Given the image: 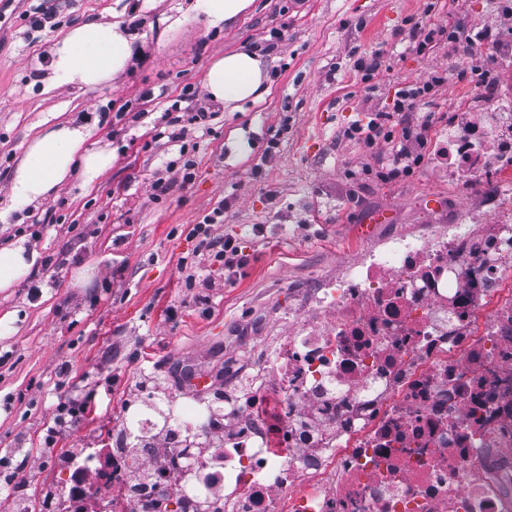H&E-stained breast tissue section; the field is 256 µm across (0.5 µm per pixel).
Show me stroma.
I'll use <instances>...</instances> for the list:
<instances>
[{
  "label": "stroma",
  "instance_id": "1",
  "mask_svg": "<svg viewBox=\"0 0 512 512\" xmlns=\"http://www.w3.org/2000/svg\"><path fill=\"white\" fill-rule=\"evenodd\" d=\"M36 3L0 0V209L46 127L87 124L114 160L93 186L70 181L0 222L1 246L21 239L39 255L27 278L0 291L10 326L0 335V458L23 488L0 495V512H55L72 455L113 447L123 410L152 382L203 402L247 384L300 315L314 313L317 289L383 241L448 223L463 206L492 218L484 194L449 179L437 156L385 177L390 144L367 147L353 128L436 70L447 83L409 114L429 141L483 111L487 89L449 34L421 54L409 47L415 23L489 27L512 45L499 0H253L222 29L199 19L170 34L165 18L194 0H48L57 23L41 29L27 18ZM90 22L135 35L130 65L101 88L47 86L53 43ZM242 46L268 57L270 92L228 112L206 93L207 67ZM375 53L383 76L367 83L358 64ZM187 86L195 99L183 97ZM201 107L213 118L169 141L170 117ZM185 155L191 182L156 195L167 162ZM219 207L214 234L236 237L247 256L229 276L200 260L191 234ZM86 267L95 276L84 284ZM64 402L88 412L46 444Z\"/></svg>",
  "mask_w": 512,
  "mask_h": 512
}]
</instances>
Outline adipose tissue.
Masks as SVG:
<instances>
[{
    "label": "adipose tissue",
    "mask_w": 512,
    "mask_h": 512,
    "mask_svg": "<svg viewBox=\"0 0 512 512\" xmlns=\"http://www.w3.org/2000/svg\"><path fill=\"white\" fill-rule=\"evenodd\" d=\"M253 0H195L192 13L204 15L209 27H220L248 11ZM171 18L168 31L180 30L191 15ZM135 38L117 23L91 22L74 27L55 42L51 52L49 84L95 89L109 84L125 70L134 53ZM268 62L256 51L236 50L212 61L206 89L227 111L241 103L261 102L269 93ZM92 130L85 125L57 124L46 128L27 146L9 188V210L21 211L52 196L70 178L82 187L93 185L113 162L110 145L89 146ZM38 259L37 252L18 240L0 248V290L25 277Z\"/></svg>",
    "instance_id": "adipose-tissue-1"
}]
</instances>
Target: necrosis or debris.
<instances>
[{
  "instance_id": "necrosis-or-debris-1",
  "label": "necrosis or debris",
  "mask_w": 512,
  "mask_h": 512,
  "mask_svg": "<svg viewBox=\"0 0 512 512\" xmlns=\"http://www.w3.org/2000/svg\"><path fill=\"white\" fill-rule=\"evenodd\" d=\"M487 134L449 137L448 176L484 170ZM323 319H302L258 367L264 416L170 399L169 423L196 437L190 462L160 473L152 498L122 480L147 466L157 420L127 409L119 436L137 456L89 461L101 512H512V195L494 222L461 209L442 229L387 241L319 289Z\"/></svg>"
}]
</instances>
